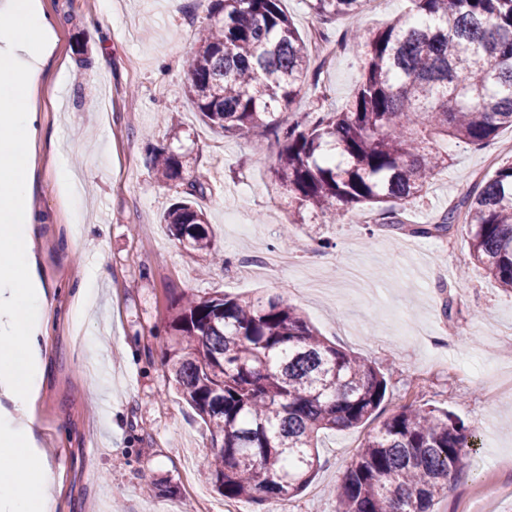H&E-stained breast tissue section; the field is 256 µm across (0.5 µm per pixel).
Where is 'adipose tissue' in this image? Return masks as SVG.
Returning a JSON list of instances; mask_svg holds the SVG:
<instances>
[{
    "label": "adipose tissue",
    "instance_id": "ef3b65f1",
    "mask_svg": "<svg viewBox=\"0 0 512 512\" xmlns=\"http://www.w3.org/2000/svg\"><path fill=\"white\" fill-rule=\"evenodd\" d=\"M0 512H54V480L39 450L33 406L44 369L50 312L36 253L34 98L52 53L55 24L39 0H0ZM56 180L70 207L69 243L82 244L85 188L66 157Z\"/></svg>",
    "mask_w": 512,
    "mask_h": 512
}]
</instances>
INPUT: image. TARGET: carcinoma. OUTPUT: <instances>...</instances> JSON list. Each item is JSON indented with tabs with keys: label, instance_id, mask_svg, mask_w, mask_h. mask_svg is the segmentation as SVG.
Instances as JSON below:
<instances>
[{
	"label": "carcinoma",
	"instance_id": "carcinoma-1",
	"mask_svg": "<svg viewBox=\"0 0 512 512\" xmlns=\"http://www.w3.org/2000/svg\"><path fill=\"white\" fill-rule=\"evenodd\" d=\"M327 23L367 0H309ZM409 12L365 39L361 78L344 110L285 124L309 76L311 44L281 0H212L194 32L187 94L203 122L279 145L271 185L292 198L289 222L311 209L337 223L372 210L379 226L441 239L469 228V250L512 294V162L448 206L409 224L404 205L448 167L441 143L490 147L512 127V0H410ZM319 84L320 73L311 74ZM153 170L184 196L163 214L187 251L218 260L213 230L191 196L200 179L183 157L152 149ZM172 381L206 424L202 474L226 501L263 506L298 495L320 466V433L355 428L382 404L385 376L329 343L279 298L182 293L166 318ZM472 432L453 413L408 406L370 435L347 469L336 512H431L459 479Z\"/></svg>",
	"mask_w": 512,
	"mask_h": 512
}]
</instances>
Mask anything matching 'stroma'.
Masks as SVG:
<instances>
[{"mask_svg":"<svg viewBox=\"0 0 512 512\" xmlns=\"http://www.w3.org/2000/svg\"><path fill=\"white\" fill-rule=\"evenodd\" d=\"M54 16L57 48L37 98L40 135L35 201L44 216L38 256L51 292L46 364L34 406L38 439L55 481L54 512H200L197 492L224 498L187 458L211 452L205 425L172 385L164 361V320L173 295L279 297L331 342L369 361L388 387L378 415L363 426L324 432L321 468L283 512H336L344 472L369 434L402 406L445 408L475 430V449L458 483L434 512H483L479 492L491 471L512 459V295L472 259L468 228L449 233L453 250L434 239L369 230L348 217L324 224L314 212L288 221L287 192L268 190L278 147L273 136L244 142L206 125L183 93L207 22L203 0H42ZM300 33L339 36L347 17L320 24L308 0H283ZM112 64L101 68V51ZM362 48L326 57L327 91L305 82L287 121L314 109L341 108L360 79ZM177 113L170 131L166 116ZM187 154L204 184L196 194L230 265L210 264L175 243L161 222L173 188L151 172L149 146ZM65 154L86 183L83 245L68 243L69 210L60 195L54 152ZM449 166L427 196L407 204L421 224L483 177L512 160V128L489 148L448 145ZM296 255L274 277L245 278L241 265L268 247ZM107 272L93 316L74 325L70 311L86 253ZM455 299L443 315L438 282ZM111 426H103L101 401Z\"/></svg>","mask_w":512,"mask_h":512,"instance_id":"stroma-1","label":"stroma"}]
</instances>
